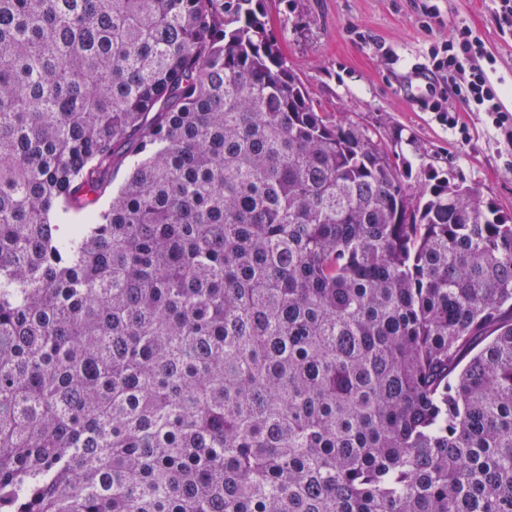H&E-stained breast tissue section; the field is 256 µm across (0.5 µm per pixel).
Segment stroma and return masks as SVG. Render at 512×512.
Wrapping results in <instances>:
<instances>
[{"mask_svg":"<svg viewBox=\"0 0 512 512\" xmlns=\"http://www.w3.org/2000/svg\"><path fill=\"white\" fill-rule=\"evenodd\" d=\"M439 20L423 25L419 0H264L289 67L332 121H353L419 173L449 170L512 215V148L485 113L449 97L460 127L407 103L401 77L426 64L456 24L469 26L494 57L493 79L512 107V32L495 21L498 0H434Z\"/></svg>","mask_w":512,"mask_h":512,"instance_id":"obj_1","label":"stroma"}]
</instances>
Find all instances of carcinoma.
Segmentation results:
<instances>
[{"label":"carcinoma","mask_w":512,"mask_h":512,"mask_svg":"<svg viewBox=\"0 0 512 512\" xmlns=\"http://www.w3.org/2000/svg\"><path fill=\"white\" fill-rule=\"evenodd\" d=\"M260 2L0 0V512H512V216Z\"/></svg>","instance_id":"cac0c4a2"}]
</instances>
